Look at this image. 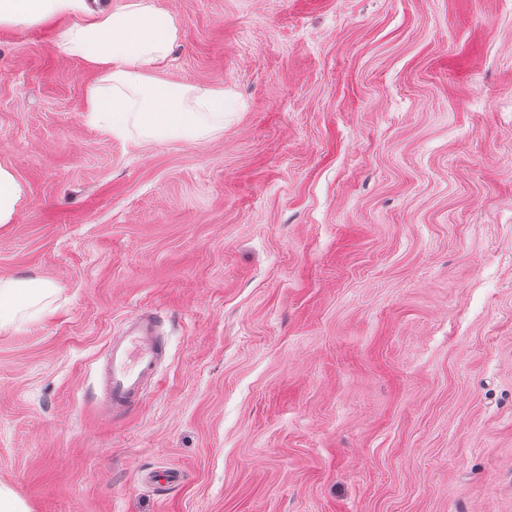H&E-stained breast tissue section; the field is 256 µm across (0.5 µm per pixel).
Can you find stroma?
Returning <instances> with one entry per match:
<instances>
[{
  "mask_svg": "<svg viewBox=\"0 0 512 512\" xmlns=\"http://www.w3.org/2000/svg\"><path fill=\"white\" fill-rule=\"evenodd\" d=\"M195 140L90 121L63 22L0 28V484L29 512H512V0H152ZM166 360L102 412L113 335ZM172 466L180 485L145 476ZM23 197V188L10 169L0 166V224L13 220ZM48 282L0 279V329L24 319L27 311L53 294Z\"/></svg>",
  "mask_w": 512,
  "mask_h": 512,
  "instance_id": "stroma-1",
  "label": "stroma"
}]
</instances>
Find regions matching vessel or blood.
Instances as JSON below:
<instances>
[{
    "label": "vessel or blood",
    "instance_id": "obj_1",
    "mask_svg": "<svg viewBox=\"0 0 512 512\" xmlns=\"http://www.w3.org/2000/svg\"><path fill=\"white\" fill-rule=\"evenodd\" d=\"M157 315L154 309L139 312L112 339L102 375L106 407L112 414L138 403L147 382L157 374L165 355Z\"/></svg>",
    "mask_w": 512,
    "mask_h": 512
}]
</instances>
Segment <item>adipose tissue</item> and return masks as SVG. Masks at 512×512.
<instances>
[{
	"label": "adipose tissue",
	"mask_w": 512,
	"mask_h": 512,
	"mask_svg": "<svg viewBox=\"0 0 512 512\" xmlns=\"http://www.w3.org/2000/svg\"><path fill=\"white\" fill-rule=\"evenodd\" d=\"M54 19L69 22L60 51L101 72L99 84L88 91L86 110L102 127L126 136L194 141L223 122V86L157 82L178 28L150 0H129L119 13L108 5L91 8L88 0H0V27ZM52 293L47 282L0 279V329L24 319Z\"/></svg>",
	"instance_id": "1"
}]
</instances>
